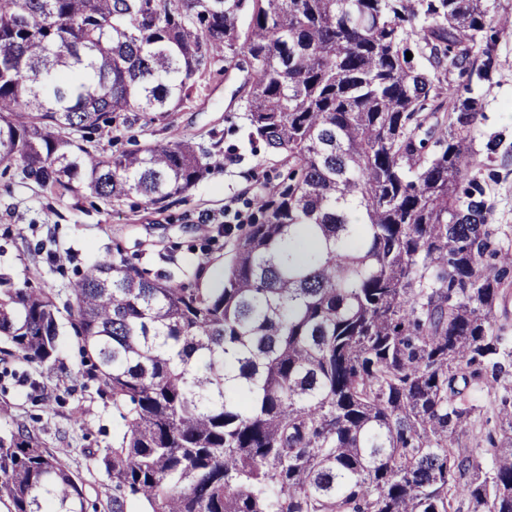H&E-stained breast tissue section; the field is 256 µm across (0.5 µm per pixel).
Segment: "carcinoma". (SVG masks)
<instances>
[{
    "mask_svg": "<svg viewBox=\"0 0 512 512\" xmlns=\"http://www.w3.org/2000/svg\"><path fill=\"white\" fill-rule=\"evenodd\" d=\"M492 0H0V164L62 198L164 210L214 163L191 139L104 156L222 60L250 143L288 165L218 288L122 251L69 283L89 378L120 410L106 512H512V245L472 157ZM429 63L422 68L405 52ZM0 340L59 359L52 293L0 274ZM489 464L461 441L487 414ZM6 512H85L37 434L0 435Z\"/></svg>",
    "mask_w": 512,
    "mask_h": 512,
    "instance_id": "carcinoma-1",
    "label": "carcinoma"
}]
</instances>
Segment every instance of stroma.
Listing matches in <instances>:
<instances>
[{
  "mask_svg": "<svg viewBox=\"0 0 512 512\" xmlns=\"http://www.w3.org/2000/svg\"><path fill=\"white\" fill-rule=\"evenodd\" d=\"M498 66L478 93L482 114L473 133L475 161L498 177L486 189L491 222L512 237V0H498ZM244 72H214L196 81L191 102L170 112L165 122L139 115L116 137H103L98 149L109 155L157 140L194 138L221 158L219 167L163 211L132 198L107 204L88 191L57 199L22 180L17 166L0 167V273L20 287L56 295L60 321L61 364H28L0 343V433L18 425L47 424L39 440L83 482L87 512H103L112 480L101 459L123 433L119 411L86 366L71 326L63 290L93 261L122 251L150 273L179 283L216 287L197 268L220 269L232 254L233 233L225 211L248 217L259 190L278 183L283 168L264 151H252L241 109ZM497 143L488 151V143Z\"/></svg>",
  "mask_w": 512,
  "mask_h": 512,
  "instance_id": "35a3bbf8",
  "label": "stroma"
}]
</instances>
